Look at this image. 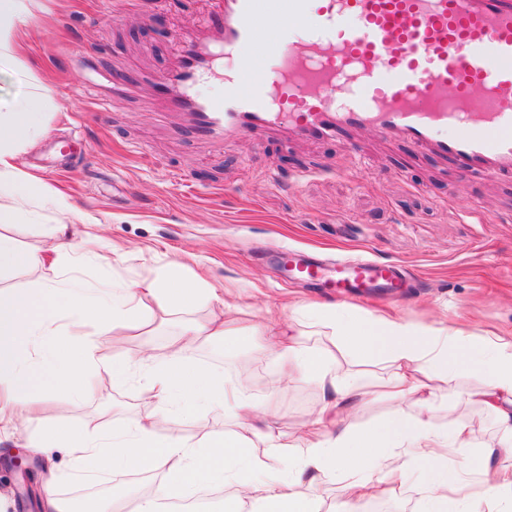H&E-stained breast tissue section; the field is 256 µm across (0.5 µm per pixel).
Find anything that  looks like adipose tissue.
I'll use <instances>...</instances> for the list:
<instances>
[{"label": "adipose tissue", "mask_w": 512, "mask_h": 512, "mask_svg": "<svg viewBox=\"0 0 512 512\" xmlns=\"http://www.w3.org/2000/svg\"><path fill=\"white\" fill-rule=\"evenodd\" d=\"M33 0H0V72L25 68L18 54L23 25ZM0 110V274L37 271L41 255L21 248L8 227L33 218V206L70 211L68 199L35 180L16 163L19 146L42 138L46 127L36 111L47 101V86ZM167 299V314L212 302L220 313L186 327L164 360L145 354L139 398L151 413L115 427L105 415L80 429L45 416L44 402L90 397L95 377L113 383L128 379L130 364L106 363L103 337L152 325V300ZM236 291L190 276L161 288L158 279L112 282L106 288H78L60 276L26 291L0 288V439L28 431L27 449L43 460L38 512H71L57 489L61 466L72 477L91 482L100 475L156 473L159 482L133 499V512H171L207 487L231 494L227 512H323L326 486L342 485L345 497L336 512H360L363 501L390 492L425 500V512H512V470L492 471L478 491L465 476L489 470L492 454L469 459L449 470L450 455L470 447L476 424L449 411L448 427L434 421L436 381L458 374L472 378L458 392L457 404L477 406L501 429L498 447L512 451V336L480 335L444 321L420 327L390 316L359 318L331 304L294 308L289 324L251 328L260 348L277 354L284 376L309 381L323 393L307 431L291 434L279 414L219 374L203 371L184 356L204 339L227 336L228 315L239 312ZM327 330L340 351L310 348L298 338L301 323ZM381 366L386 376L366 387L354 371H338L337 355ZM391 401L387 416L372 427L346 424L350 409L370 398ZM223 412L235 429L198 439L159 435L160 413L193 417L198 406Z\"/></svg>", "instance_id": "adipose-tissue-1"}]
</instances>
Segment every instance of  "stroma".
Wrapping results in <instances>:
<instances>
[{"mask_svg": "<svg viewBox=\"0 0 512 512\" xmlns=\"http://www.w3.org/2000/svg\"><path fill=\"white\" fill-rule=\"evenodd\" d=\"M223 24L216 0H37L22 54L27 73H1L0 99L48 82V133L17 164L66 194L75 214L37 211L13 230L21 246L53 259L58 234L74 244V273L89 285L191 272L239 289L244 311L224 340L188 348L187 360L240 380L266 400L289 432L307 427L322 398L309 382H283L276 358L241 329L286 320L294 305L342 303L356 315L386 311L419 325L444 320L472 331L512 333V172L473 175L459 161L400 137L360 130L338 138L242 133L198 140L158 93L185 44ZM64 159H56V150ZM124 249L108 260L111 246ZM321 258L362 255L406 273L400 296L338 301L328 289L287 282L271 251ZM177 324L128 338L114 334L107 358L164 356ZM103 412L115 422L147 414L137 385L102 378L69 407L80 426ZM148 474L64 481V496L110 500L125 512Z\"/></svg>", "mask_w": 512, "mask_h": 512, "instance_id": "stroma-1", "label": "stroma"}]
</instances>
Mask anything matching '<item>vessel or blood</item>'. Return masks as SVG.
<instances>
[{
	"label": "vessel or blood",
	"instance_id": "1",
	"mask_svg": "<svg viewBox=\"0 0 512 512\" xmlns=\"http://www.w3.org/2000/svg\"><path fill=\"white\" fill-rule=\"evenodd\" d=\"M223 27L184 46L161 91L196 135L265 130L334 136L363 129L460 160L466 171L512 170V0H221ZM262 44L266 67L247 48ZM235 64L224 96L193 88ZM289 278L344 298L399 294V269L373 260L327 264L278 255Z\"/></svg>",
	"mask_w": 512,
	"mask_h": 512
}]
</instances>
